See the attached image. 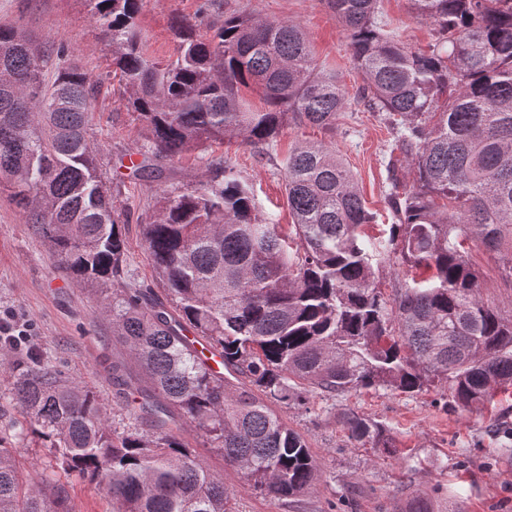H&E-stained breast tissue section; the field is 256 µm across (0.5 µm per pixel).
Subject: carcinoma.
<instances>
[{"label": "carcinoma", "mask_w": 512, "mask_h": 512, "mask_svg": "<svg viewBox=\"0 0 512 512\" xmlns=\"http://www.w3.org/2000/svg\"><path fill=\"white\" fill-rule=\"evenodd\" d=\"M88 2L110 35L112 78L149 133L134 175L160 174L162 161L213 141L261 149L290 120L336 128L345 95L300 24L231 14L205 39L201 21L179 18L175 56L163 62L141 46L144 0ZM410 2L435 26L426 50L386 29L380 0H325L363 74L359 98L393 135L389 234L364 233L375 216L353 174L307 139L283 162L287 234L260 214L226 157L193 188L163 191L142 239L167 302L122 286L101 306L150 380L148 389L114 381L129 418L149 430L111 425L100 395L52 365L16 363L7 400L23 420L0 414V512H73L61 477L74 473L97 483L112 512H237L224 479L174 429L181 419L253 490L286 502L314 487L317 464L272 403L417 393L437 381L468 408L512 387V318L483 301L465 249L470 241L501 253L502 279L512 281V0ZM43 63L25 32L0 27V177L61 269L83 283H121L126 243L88 135L97 86L70 63L47 86ZM246 89L264 109L251 108ZM392 255L417 274L388 299L379 272ZM189 330L215 348L221 370ZM343 423L354 441L380 435L355 414ZM31 437L48 460L40 481L25 483L12 445Z\"/></svg>", "instance_id": "cac0c4a2"}]
</instances>
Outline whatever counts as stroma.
<instances>
[{
	"label": "stroma",
	"instance_id": "35a3bbf8",
	"mask_svg": "<svg viewBox=\"0 0 512 512\" xmlns=\"http://www.w3.org/2000/svg\"><path fill=\"white\" fill-rule=\"evenodd\" d=\"M201 12L211 19L252 13L299 22L318 66L338 72L349 99L335 130L289 124L267 150L233 140L215 143L209 150L164 161L160 177L134 178L129 155L147 144V132L128 110L125 96L112 88L107 37L85 0H0V26L23 25L41 49L67 48L69 61L98 86L91 134L99 146L100 174L115 197L132 283L157 285L142 241V227L153 221L157 197L196 184L208 159L221 154L235 162L250 184L262 215L288 225L292 217L282 161L298 138L324 143L351 170L378 223H394L385 200L384 164L393 137L379 116L356 100L363 76L325 0H145L139 26L147 55L159 61L172 57L174 19ZM381 12L390 31L413 47L426 48L435 35L433 24L416 16L410 0H381ZM11 193L9 184L0 185V317L14 316L27 326L24 355L55 365L97 392L107 414L124 418L112 374L120 372L125 381L140 386L143 372L100 317L98 283L78 284L61 271L49 244L32 232ZM467 251L483 273V299L511 315L512 284L502 280L497 254L472 243ZM275 410L307 439L319 469L314 489L285 503L253 491L223 455L209 448L194 423L179 424L184 442L233 490L237 512H407L410 498L418 495L429 500L434 512H512V456L500 451V428L512 425V395L464 409L453 403L447 385L437 383L414 394L361 390L317 395L308 408L279 404ZM350 413L378 423L381 438L351 441L343 425ZM387 442L392 445L388 451L383 448Z\"/></svg>",
	"mask_w": 512,
	"mask_h": 512
}]
</instances>
